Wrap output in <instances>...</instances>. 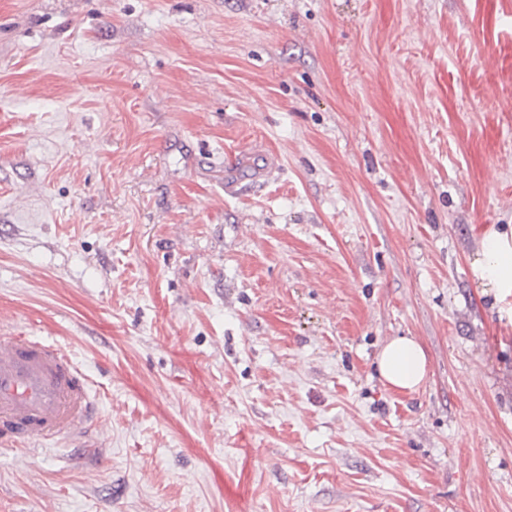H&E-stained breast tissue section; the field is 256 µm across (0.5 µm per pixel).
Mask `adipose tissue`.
Here are the masks:
<instances>
[{
    "label": "adipose tissue",
    "mask_w": 512,
    "mask_h": 512,
    "mask_svg": "<svg viewBox=\"0 0 512 512\" xmlns=\"http://www.w3.org/2000/svg\"><path fill=\"white\" fill-rule=\"evenodd\" d=\"M472 271L479 286L492 289L497 299L512 294V229L491 227L484 231ZM376 368L388 389L412 393L427 376L428 359L414 338L397 336L378 352Z\"/></svg>",
    "instance_id": "adipose-tissue-1"
}]
</instances>
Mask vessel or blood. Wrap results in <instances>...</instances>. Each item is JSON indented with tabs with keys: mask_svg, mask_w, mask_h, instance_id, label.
<instances>
[{
	"mask_svg": "<svg viewBox=\"0 0 512 512\" xmlns=\"http://www.w3.org/2000/svg\"><path fill=\"white\" fill-rule=\"evenodd\" d=\"M85 374L60 348L16 332L0 338V440L74 439L91 419Z\"/></svg>",
	"mask_w": 512,
	"mask_h": 512,
	"instance_id": "obj_1",
	"label": "vessel or blood"
}]
</instances>
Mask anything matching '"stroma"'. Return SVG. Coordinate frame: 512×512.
I'll use <instances>...</instances> for the list:
<instances>
[{"label": "stroma", "instance_id": "obj_1", "mask_svg": "<svg viewBox=\"0 0 512 512\" xmlns=\"http://www.w3.org/2000/svg\"><path fill=\"white\" fill-rule=\"evenodd\" d=\"M490 224L512 0H0V336L98 403L0 512H512ZM376 368L383 384L399 393L415 392L428 372V359L421 344L412 337L396 336L376 356Z\"/></svg>", "mask_w": 512, "mask_h": 512}]
</instances>
